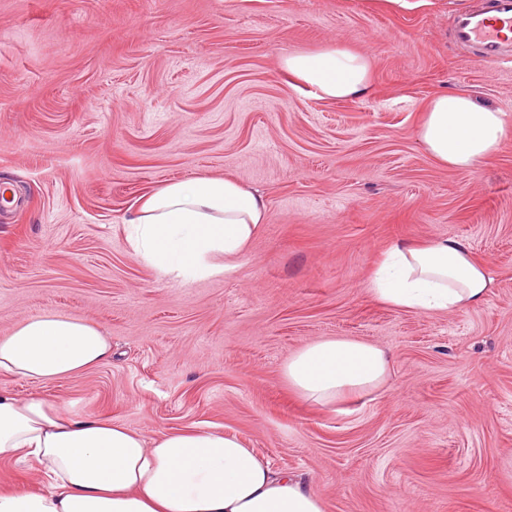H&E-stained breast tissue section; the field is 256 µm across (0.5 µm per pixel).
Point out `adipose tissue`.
<instances>
[{
  "instance_id": "ef3b65f1",
  "label": "adipose tissue",
  "mask_w": 512,
  "mask_h": 512,
  "mask_svg": "<svg viewBox=\"0 0 512 512\" xmlns=\"http://www.w3.org/2000/svg\"><path fill=\"white\" fill-rule=\"evenodd\" d=\"M280 70L321 99L356 97L372 82L370 59L344 46L288 54ZM508 132L502 112L462 93L433 97L417 127L427 154L459 170L494 156ZM266 220L262 197L234 178L195 177L150 194L129 219L128 239L158 276L186 280L235 268ZM491 283L460 239H402L373 271L370 291L393 307L443 311L479 304ZM111 355L97 327L55 312L0 336V372L26 381L64 379ZM388 368L371 343L326 338L289 356L283 376L305 401L333 409L377 388ZM0 462L32 464L50 480L45 492L0 490V512H324L303 479L236 436L194 429L148 441L107 419L73 418L41 396L0 391Z\"/></svg>"
}]
</instances>
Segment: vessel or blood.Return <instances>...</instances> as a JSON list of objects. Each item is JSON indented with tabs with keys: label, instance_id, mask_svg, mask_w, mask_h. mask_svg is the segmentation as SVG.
<instances>
[{
	"label": "vessel or blood",
	"instance_id": "b4317fda",
	"mask_svg": "<svg viewBox=\"0 0 512 512\" xmlns=\"http://www.w3.org/2000/svg\"><path fill=\"white\" fill-rule=\"evenodd\" d=\"M452 35L484 62L512 65V0H472L457 14Z\"/></svg>",
	"mask_w": 512,
	"mask_h": 512
}]
</instances>
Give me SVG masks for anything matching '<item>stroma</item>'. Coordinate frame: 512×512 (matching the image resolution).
<instances>
[{
	"mask_svg": "<svg viewBox=\"0 0 512 512\" xmlns=\"http://www.w3.org/2000/svg\"><path fill=\"white\" fill-rule=\"evenodd\" d=\"M471 0H0V335L48 311L98 326L108 361L50 382L0 374L76 418L145 438L208 427L302 476L324 512H512V139L476 168L417 137L434 96L512 123V67L450 36ZM341 45L364 95L324 100L280 60ZM235 178L267 221L235 269L173 281L125 221L172 181ZM404 237H454L491 271L472 308L378 303ZM382 348L385 382L333 413L282 368L314 340Z\"/></svg>",
	"mask_w": 512,
	"mask_h": 512,
	"instance_id": "obj_1",
	"label": "stroma"
}]
</instances>
